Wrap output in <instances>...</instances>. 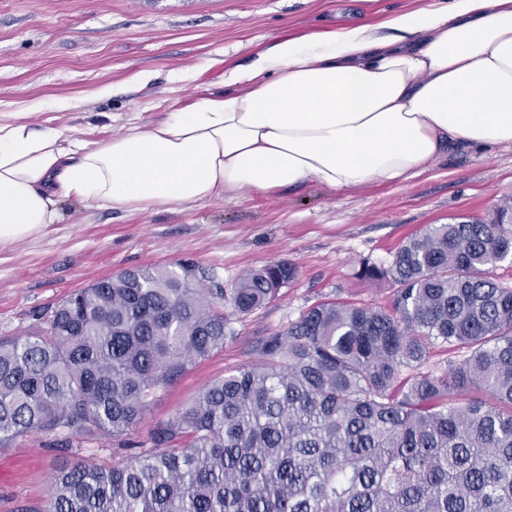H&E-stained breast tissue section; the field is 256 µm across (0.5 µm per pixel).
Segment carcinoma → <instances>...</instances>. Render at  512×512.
I'll return each instance as SVG.
<instances>
[{
    "instance_id": "obj_1",
    "label": "carcinoma",
    "mask_w": 512,
    "mask_h": 512,
    "mask_svg": "<svg viewBox=\"0 0 512 512\" xmlns=\"http://www.w3.org/2000/svg\"><path fill=\"white\" fill-rule=\"evenodd\" d=\"M512 207L434 224L388 266V307L320 302L261 338V361L206 384L151 446L125 437L157 393L276 299L280 261L213 288L192 263L82 288L47 328L0 338V447L52 433L128 454L54 468L41 512H512ZM454 355L438 370L429 353Z\"/></svg>"
}]
</instances>
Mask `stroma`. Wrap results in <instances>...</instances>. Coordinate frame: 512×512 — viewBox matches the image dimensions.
Segmentation results:
<instances>
[{"instance_id":"obj_1","label":"stroma","mask_w":512,"mask_h":512,"mask_svg":"<svg viewBox=\"0 0 512 512\" xmlns=\"http://www.w3.org/2000/svg\"><path fill=\"white\" fill-rule=\"evenodd\" d=\"M436 0H0V113L34 130L53 128L104 144L134 122L224 89L225 71L248 66L278 38L394 19ZM512 205V147L449 150L399 185L334 192L311 185L270 195L234 192L141 212L64 203L47 232L0 248V336L43 327L60 301L133 267L190 260L225 288L248 271L286 261L296 278L277 298L234 318L222 349L161 392L133 431L148 440L206 384L258 362L255 346L323 301L388 306L391 284L361 280L363 262L389 265L396 249L431 224L485 218ZM98 439L64 449L31 434L0 449V512H35L53 466L121 457Z\"/></svg>"}]
</instances>
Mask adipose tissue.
I'll list each match as a JSON object with an SVG mask.
<instances>
[{
    "instance_id": "ef3b65f1",
    "label": "adipose tissue",
    "mask_w": 512,
    "mask_h": 512,
    "mask_svg": "<svg viewBox=\"0 0 512 512\" xmlns=\"http://www.w3.org/2000/svg\"><path fill=\"white\" fill-rule=\"evenodd\" d=\"M390 35L275 41L226 89L103 145L0 119V247L67 201L147 211L247 187L397 185L455 147L512 146V0H439Z\"/></svg>"
}]
</instances>
